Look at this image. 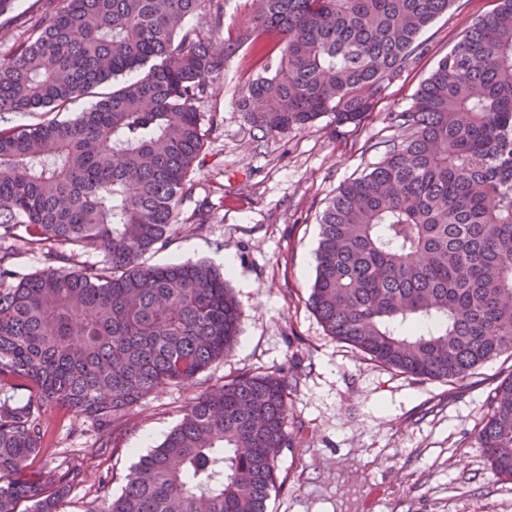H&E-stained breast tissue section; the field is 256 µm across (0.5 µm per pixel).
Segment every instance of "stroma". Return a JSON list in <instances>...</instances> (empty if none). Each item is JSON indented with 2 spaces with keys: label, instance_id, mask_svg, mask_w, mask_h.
<instances>
[{
  "label": "stroma",
  "instance_id": "1",
  "mask_svg": "<svg viewBox=\"0 0 512 512\" xmlns=\"http://www.w3.org/2000/svg\"><path fill=\"white\" fill-rule=\"evenodd\" d=\"M46 0H16L0 17V57L28 36ZM498 0H454L420 36L425 51L393 79L355 124L325 114L288 133L257 140L238 108L262 69L251 51L228 61L198 101L206 163L181 206L167 245L145 264L236 262L228 285L240 334L198 381L166 385L114 419L106 435L62 408L44 422L49 447L28 473L78 468L62 512H100L118 497L131 466L157 447L185 405L208 386L244 374L287 375L288 436L267 512H512V484L492 474L474 431L487 394L512 375V358L479 367L466 388L385 367L328 335L309 305L320 241L319 218L346 182L370 172L403 131L394 121L421 83ZM205 208L209 222L197 228Z\"/></svg>",
  "mask_w": 512,
  "mask_h": 512
}]
</instances>
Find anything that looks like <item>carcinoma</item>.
<instances>
[{"label":"carcinoma","instance_id":"cac0c4a2","mask_svg":"<svg viewBox=\"0 0 512 512\" xmlns=\"http://www.w3.org/2000/svg\"><path fill=\"white\" fill-rule=\"evenodd\" d=\"M453 0H262L224 36L221 0H63L0 58V242L46 250L19 277L0 253V512H60L78 478L24 475L64 407L107 430L156 389L193 383L236 342L241 312L203 261L148 266L202 163L196 102L245 46L264 61L239 100L261 137L331 112L355 123L423 53ZM202 10L204 36L189 25ZM123 84L73 117L69 105ZM395 121L404 131L320 218L309 303L329 335L424 379L468 380L512 357V0H499ZM64 243L104 259L78 265ZM23 391L15 403L9 393ZM288 376L245 374L184 409L101 512H266L289 446ZM477 442L512 481V375Z\"/></svg>","mask_w":512,"mask_h":512}]
</instances>
